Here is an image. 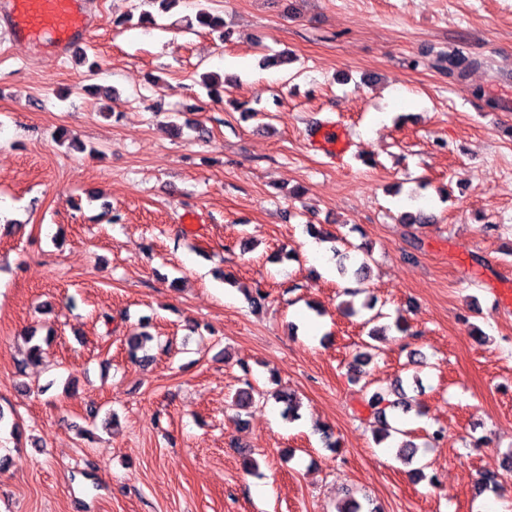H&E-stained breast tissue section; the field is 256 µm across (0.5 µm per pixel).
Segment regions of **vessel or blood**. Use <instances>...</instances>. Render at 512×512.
<instances>
[{
    "label": "vessel or blood",
    "instance_id": "vessel-or-blood-1",
    "mask_svg": "<svg viewBox=\"0 0 512 512\" xmlns=\"http://www.w3.org/2000/svg\"><path fill=\"white\" fill-rule=\"evenodd\" d=\"M82 0H0L14 36L24 42L49 38L57 54H65L88 39L90 27ZM309 140L322 149L342 152L348 146L345 133L331 123L314 127Z\"/></svg>",
    "mask_w": 512,
    "mask_h": 512
}]
</instances>
